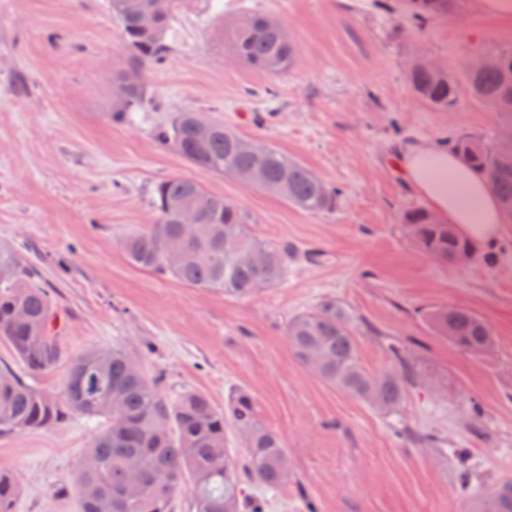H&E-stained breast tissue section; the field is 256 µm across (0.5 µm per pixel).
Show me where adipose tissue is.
<instances>
[{
	"instance_id": "1",
	"label": "adipose tissue",
	"mask_w": 512,
	"mask_h": 512,
	"mask_svg": "<svg viewBox=\"0 0 512 512\" xmlns=\"http://www.w3.org/2000/svg\"><path fill=\"white\" fill-rule=\"evenodd\" d=\"M406 181L441 221L471 239L498 238L504 216L483 175L458 156L428 140L403 146L397 156Z\"/></svg>"
}]
</instances>
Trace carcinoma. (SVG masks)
Wrapping results in <instances>:
<instances>
[{
	"label": "carcinoma",
	"instance_id": "1",
	"mask_svg": "<svg viewBox=\"0 0 512 512\" xmlns=\"http://www.w3.org/2000/svg\"><path fill=\"white\" fill-rule=\"evenodd\" d=\"M181 0H109L118 21L128 71L161 62ZM453 7V0H419L415 20L424 14ZM154 13L163 21L159 35L141 28L140 18ZM224 43L241 63L269 74H283L293 66L296 45L276 18L251 14L224 29ZM415 95L437 109L459 100L455 75L436 77L424 67L408 74ZM470 96L496 112L512 116V83L499 69L467 74ZM130 104L112 106V119L125 120L148 102L143 82L129 92ZM201 113L186 109L156 131L158 144L176 151L191 165L216 174L233 176L259 170L260 188L310 214L332 212L340 190L320 178L301 161L278 148L253 142L239 147L242 137L222 121H211L214 133L197 139ZM452 150L483 173L512 223V151L490 147L465 132L448 137ZM155 223L128 236L124 249L135 265L196 288L224 291L243 299L262 287L279 284L292 249L273 245L252 234L247 213L213 195L198 182L172 177L159 182L153 200ZM195 210L199 220L192 238L181 237V211ZM403 223L418 248L434 260L447 263L459 251L478 255L474 243L453 224L435 223L431 212L413 206ZM260 248L266 258L259 264L244 262L238 254ZM11 275L0 280V340L10 344L21 366L17 372L0 366V429L8 432L43 430L74 413L98 420L99 428L84 456L76 485L79 512H98L106 503L110 512H172L175 495L191 494L192 512H264V502L252 496L245 481L274 491L288 484V450L281 435L259 420L255 399L237 390L223 409L198 390L185 389L170 396L160 378L135 369L137 360L123 346L94 347L75 356L66 383L65 399L41 390L35 378L56 366L63 357L58 336L52 332L57 307L40 274L23 249L0 246V267ZM437 331L471 354H482L494 344L489 323L463 308L432 314ZM288 348L302 365L341 391L377 409L394 413L408 399L417 373L404 361L399 343L387 349L400 365L397 372L371 373L358 358V328L350 312L334 299L296 315L285 331ZM232 423L244 448L226 445V425ZM21 492L17 476L0 470V512H14ZM471 512H512V481L499 483L471 503Z\"/></svg>",
	"mask_w": 512,
	"mask_h": 512
}]
</instances>
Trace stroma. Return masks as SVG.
<instances>
[{
    "instance_id": "1",
    "label": "stroma",
    "mask_w": 512,
    "mask_h": 512,
    "mask_svg": "<svg viewBox=\"0 0 512 512\" xmlns=\"http://www.w3.org/2000/svg\"><path fill=\"white\" fill-rule=\"evenodd\" d=\"M409 0H182L169 52L146 69L154 99L112 121V78L126 66L108 0H0V245L23 246L57 302L65 359L36 378L63 397L67 360L120 343L162 388L238 389L285 440L291 476L265 512H469L512 480V256L458 267L420 252L402 215L421 199L394 150L409 137L465 131L496 144L511 121L461 93L452 110L408 83L417 55L465 79L464 59L512 48V27L459 0L417 26ZM274 16L297 47L281 75L234 60L222 31L241 13ZM184 109L302 161L341 197L308 214L236 178L196 168L154 140ZM186 176L250 218L258 238L296 247L283 281L237 300L133 264L122 242L155 220L154 189ZM333 298L359 324L372 373L396 369L401 340L418 375L398 413L379 411L302 366L284 330ZM448 307L485 318L495 345L474 356L434 329ZM421 434L418 442L403 429ZM94 429L76 415L47 430L0 432V469L17 474L15 512H79L72 487Z\"/></svg>"
}]
</instances>
